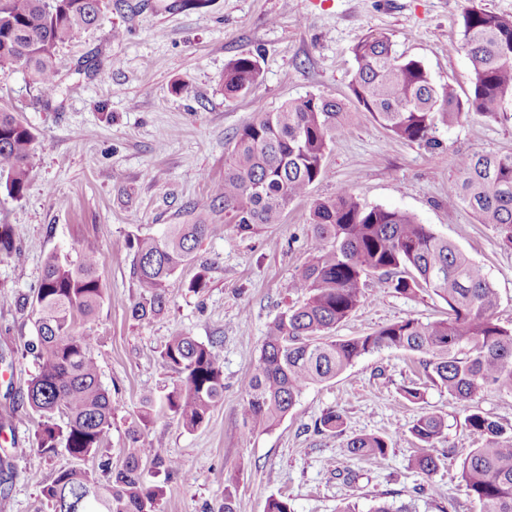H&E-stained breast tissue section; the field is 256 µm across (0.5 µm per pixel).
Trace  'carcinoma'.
<instances>
[{
    "label": "carcinoma",
    "mask_w": 512,
    "mask_h": 512,
    "mask_svg": "<svg viewBox=\"0 0 512 512\" xmlns=\"http://www.w3.org/2000/svg\"><path fill=\"white\" fill-rule=\"evenodd\" d=\"M101 2L0 0V66L15 65L21 56L34 82L55 87L58 46L100 24ZM454 49L466 54L473 69L463 96L449 84H435L421 62L397 56L387 36H364L353 49L356 109L369 113L392 138L427 146L436 145L441 127L472 117L498 119L512 106V18L468 9ZM259 75L255 57L240 54L224 68V95L247 93ZM347 112L338 98L308 94L260 112L239 130L224 163V180L213 186L208 203L193 210L191 222L169 224L159 236L129 242L141 288L132 318L142 321L165 310L169 282L214 230L212 213L224 214V223L240 235H257L282 223L288 207L304 198L321 175ZM34 139L27 124L0 109V177H6L5 188L13 196L27 189ZM459 172L448 185V205H464L512 244V154L463 155ZM310 224L313 256L289 284L297 299L268 325L259 365L246 382L242 422L248 432L274 427L306 388L384 349L422 355L429 381L464 402L489 390L512 391V328L496 321L495 288L482 266L458 246L406 212L362 204L348 189L316 201ZM100 263V252L89 240L74 261L52 254L34 290L35 335L27 353L37 372L28 382L26 402L39 417L35 444L43 456L63 450L80 461L93 458L112 427V399L93 357L96 338L77 329V321L94 317L103 300ZM372 275L385 278L399 294L433 292L447 303L448 317L427 323L404 318L362 336H332L363 302ZM160 361L178 375L161 410L188 431L203 426L224 399L220 350L176 332L161 349ZM154 412L153 400L144 399L129 429L133 447L107 480L80 465L58 471L43 489L52 512H156L163 487L147 482L143 461L176 474L183 470L161 443L142 439ZM465 424L482 437L461 464L468 495L480 512H512V426L476 410ZM342 425V414L329 409L315 430L337 434ZM444 428L443 417L432 412L409 428L419 444L414 467L428 477L441 462ZM346 448L355 457L383 459L388 443L379 435H359L348 439Z\"/></svg>",
    "instance_id": "carcinoma-1"
}]
</instances>
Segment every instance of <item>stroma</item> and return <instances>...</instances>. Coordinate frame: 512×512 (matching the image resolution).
<instances>
[{
	"instance_id": "stroma-1",
	"label": "stroma",
	"mask_w": 512,
	"mask_h": 512,
	"mask_svg": "<svg viewBox=\"0 0 512 512\" xmlns=\"http://www.w3.org/2000/svg\"><path fill=\"white\" fill-rule=\"evenodd\" d=\"M474 6L512 18V0H104L101 25L59 46L57 88L34 83L21 66L0 67V108L35 135L24 195L0 187V224L14 234L12 253L0 256V512H50L42 490L73 464L63 452L36 453L38 418L19 399L36 371L24 353L35 321L26 300L49 255L75 260L88 240L102 257L105 296L79 328L96 338L100 380L116 406L103 450L113 467L124 461L142 396L162 401L177 380L158 361L168 336L183 331L221 344L224 401L209 421L190 432L160 413L144 433L192 475L151 474L165 488L158 512H222L228 491L237 512H264L272 496L287 498L293 512H338L350 502L369 512L384 500L413 503L417 512H479L460 480L463 456L480 441L465 418L475 408L512 425L511 391L491 390L464 404L425 382L417 354L388 349L310 386L271 430L248 433L241 413L267 326L293 301L288 285L312 255L311 207L342 187L447 236L483 266L499 295L495 318L512 327V245L465 207L448 204L462 155L512 153V117L439 129L437 146L427 147L392 139L368 113L349 112L320 178L283 223L250 237L217 222L172 279L165 311L149 320L130 315L140 290L127 247L130 238L190 221L223 179L233 136L259 111L307 94L352 102L353 48L366 33L388 35L393 51L421 61L437 84L469 90L470 62L451 45ZM115 29L120 38H112ZM244 52L257 59L259 81L248 95L226 97L224 68ZM200 275L206 288L191 291ZM365 293L337 337L448 315L432 292L399 294L379 276ZM413 381L424 391L417 403L400 393ZM331 408L344 418L341 434L316 433V420ZM426 412L446 422L447 454L429 477L411 465L416 442L409 432ZM363 434L387 439L385 458L349 454L347 440ZM346 471L356 481H345Z\"/></svg>"
}]
</instances>
